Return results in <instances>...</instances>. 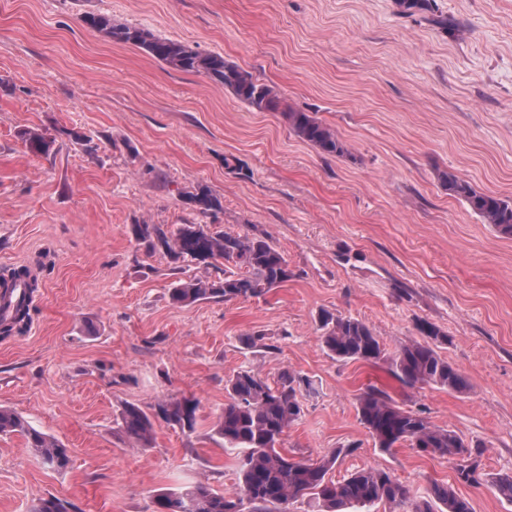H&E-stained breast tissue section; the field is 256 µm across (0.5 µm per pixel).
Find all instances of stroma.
I'll return each mask as SVG.
<instances>
[{"instance_id": "35a3bbf8", "label": "stroma", "mask_w": 512, "mask_h": 512, "mask_svg": "<svg viewBox=\"0 0 512 512\" xmlns=\"http://www.w3.org/2000/svg\"><path fill=\"white\" fill-rule=\"evenodd\" d=\"M436 3L458 32L397 0H0V269L37 267L40 284L28 332L0 340V407L70 455L52 471L0 435V512L52 496L68 512H153L157 492L201 479L233 491L237 453L215 433L225 382L286 369L315 391L285 451L340 448L333 479L382 468L411 495L437 481L474 512H512L490 486L512 473V239L436 177L512 199V0ZM90 13L224 55L334 128L350 157L322 156L280 113L104 39ZM30 127L54 153L27 149ZM201 186L221 210L185 204ZM136 224L261 231L293 276L260 298L180 306L175 281L221 269L173 268L138 246ZM325 310L365 322L390 352L434 323L466 391L410 389L386 362L331 358L317 339ZM370 385L481 445L479 483L409 444L379 448L356 410ZM182 396L200 402L195 433L159 421L141 449L122 431L125 406Z\"/></svg>"}]
</instances>
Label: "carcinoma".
<instances>
[{"label": "carcinoma", "mask_w": 512, "mask_h": 512, "mask_svg": "<svg viewBox=\"0 0 512 512\" xmlns=\"http://www.w3.org/2000/svg\"><path fill=\"white\" fill-rule=\"evenodd\" d=\"M397 2L402 13L410 16L430 12L434 7V0ZM84 22L108 40L132 45L172 70L200 74L223 85L254 112L281 113L290 131L322 155H350L346 142L314 113L284 105L274 86L223 55L195 50L144 28L116 25L103 15L88 14ZM21 138L35 154L53 151L55 139L37 128L23 131ZM437 177L449 196L465 202L500 236L512 238L511 201L477 190L450 170L438 172ZM186 199L203 213L221 207L204 187ZM133 234L148 252L161 253L175 264L212 266L224 261L223 277L218 280H177L170 289V298L178 305L211 298H259L291 278L287 259L263 232L219 233L206 224H182L168 231L157 224H136ZM19 284L26 288V294L0 316L1 339L25 335L32 320L38 280L29 267L1 274L0 294L6 295ZM416 330L423 340L403 344L388 355L379 336L366 323L326 312L321 317L319 341L337 360L388 363L392 374L408 388L432 385L450 391L465 390L463 374L437 351L438 345L448 342V334L426 320L419 321ZM310 391V380L288 369L273 385L252 370L231 376L226 382L227 400L217 420L216 434L224 447L239 450L238 489L224 494L199 481L182 492L156 495L154 512H184L189 501L194 504V512H243L246 503L252 506V512H290V506L299 501L307 504L311 512H344L349 507L376 504L388 506V512H474L469 499L459 495L453 486L437 482L430 484L425 496L412 502L408 489L380 468H361L341 480H333L330 471L341 455L353 452L351 448L335 449L317 460L282 451L284 434L301 417L303 393ZM198 409L199 401L194 397L161 400L150 413L128 405L121 413V427L138 447L148 448L155 420L190 434L196 427ZM357 414L380 448L389 450L407 442L429 455L457 461L460 482H478L479 447L468 444L453 430L432 424L423 413L406 410L383 391L368 387L358 398ZM0 434L23 438L26 446L51 469L60 471L69 465V451L64 444L34 429L15 412L0 409ZM31 512H66V507L61 499L50 497L40 500Z\"/></svg>", "instance_id": "1"}]
</instances>
